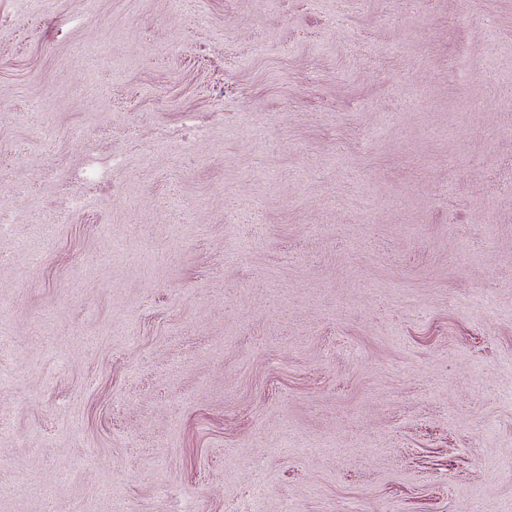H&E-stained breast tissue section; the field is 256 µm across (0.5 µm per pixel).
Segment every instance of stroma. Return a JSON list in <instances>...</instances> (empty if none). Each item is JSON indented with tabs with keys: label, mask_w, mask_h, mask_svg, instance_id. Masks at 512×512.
I'll return each mask as SVG.
<instances>
[{
	"label": "stroma",
	"mask_w": 512,
	"mask_h": 512,
	"mask_svg": "<svg viewBox=\"0 0 512 512\" xmlns=\"http://www.w3.org/2000/svg\"><path fill=\"white\" fill-rule=\"evenodd\" d=\"M0 512H512V0H0Z\"/></svg>",
	"instance_id": "1"
}]
</instances>
